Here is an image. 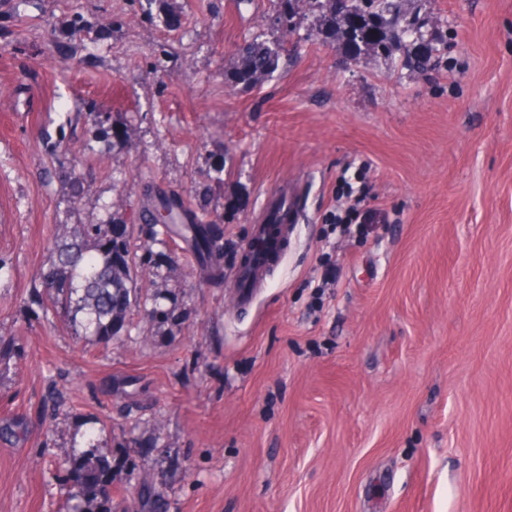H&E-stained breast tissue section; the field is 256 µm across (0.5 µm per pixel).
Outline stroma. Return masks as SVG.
Returning a JSON list of instances; mask_svg holds the SVG:
<instances>
[{
	"mask_svg": "<svg viewBox=\"0 0 512 512\" xmlns=\"http://www.w3.org/2000/svg\"><path fill=\"white\" fill-rule=\"evenodd\" d=\"M276 9L0 0V512H64L57 462L88 450L112 512H512V0H403L423 40L369 61L309 12L286 69L228 86ZM143 180L219 221L224 281L143 231L162 265L117 337L74 335L39 278L54 233L141 223ZM283 185L285 255L239 305ZM361 189L364 238L335 225Z\"/></svg>",
	"mask_w": 512,
	"mask_h": 512,
	"instance_id": "35a3bbf8",
	"label": "stroma"
}]
</instances>
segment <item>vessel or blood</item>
<instances>
[{
	"instance_id": "obj_1",
	"label": "vessel or blood",
	"mask_w": 512,
	"mask_h": 512,
	"mask_svg": "<svg viewBox=\"0 0 512 512\" xmlns=\"http://www.w3.org/2000/svg\"><path fill=\"white\" fill-rule=\"evenodd\" d=\"M287 190L269 197L266 211L268 223L255 225L244 243V259L236 270L234 286L243 304H250L266 269L282 254L288 236V217L294 210Z\"/></svg>"
}]
</instances>
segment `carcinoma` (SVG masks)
<instances>
[{"label":"carcinoma","instance_id":"carcinoma-1","mask_svg":"<svg viewBox=\"0 0 512 512\" xmlns=\"http://www.w3.org/2000/svg\"><path fill=\"white\" fill-rule=\"evenodd\" d=\"M302 0H277L276 26L281 37L243 39L237 46L229 82L251 86L273 74L279 67L284 37L297 30L295 16ZM402 0H307L320 11L315 35L327 40L343 30L355 49L364 43L391 58L406 43L423 39L424 25L399 23ZM150 228L160 227L176 237L211 280L224 279L223 245L211 220L199 217L176 194L161 195L146 208ZM140 224H76L54 240L56 258L40 279L48 288L47 302L62 308L75 334L85 331L106 344L131 308V294L141 290L139 271L152 268V260L132 250ZM65 470L83 487L87 499H79L68 512H112V497L105 489L112 484V469L87 454L74 455Z\"/></svg>","mask_w":512,"mask_h":512}]
</instances>
